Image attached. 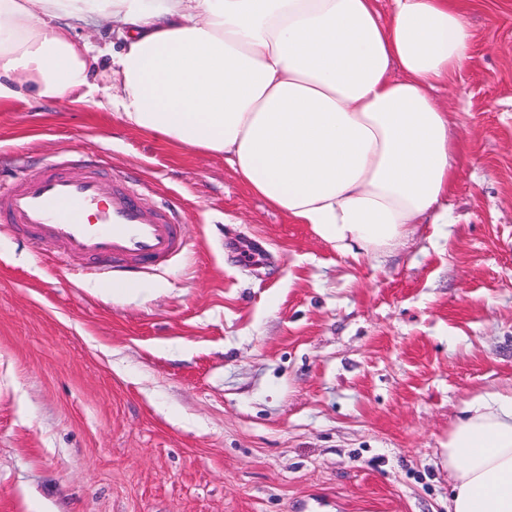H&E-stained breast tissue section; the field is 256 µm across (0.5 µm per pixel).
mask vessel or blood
Here are the masks:
<instances>
[{
  "instance_id": "b4317fda",
  "label": "vessel or blood",
  "mask_w": 512,
  "mask_h": 512,
  "mask_svg": "<svg viewBox=\"0 0 512 512\" xmlns=\"http://www.w3.org/2000/svg\"><path fill=\"white\" fill-rule=\"evenodd\" d=\"M106 179L94 163L46 168L0 188V223L93 260L149 265L183 250L180 225L127 186L105 189Z\"/></svg>"
}]
</instances>
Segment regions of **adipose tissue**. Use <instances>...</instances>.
<instances>
[{
  "instance_id": "ef3b65f1",
  "label": "adipose tissue",
  "mask_w": 512,
  "mask_h": 512,
  "mask_svg": "<svg viewBox=\"0 0 512 512\" xmlns=\"http://www.w3.org/2000/svg\"><path fill=\"white\" fill-rule=\"evenodd\" d=\"M118 43L102 90L129 127L223 156L257 196L337 250L396 248L448 221L452 107L472 58L465 0H0V109L99 91L77 32ZM448 512H512V394L464 402Z\"/></svg>"
}]
</instances>
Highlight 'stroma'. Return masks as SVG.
Masks as SVG:
<instances>
[{"instance_id": "1", "label": "stroma", "mask_w": 512, "mask_h": 512, "mask_svg": "<svg viewBox=\"0 0 512 512\" xmlns=\"http://www.w3.org/2000/svg\"><path fill=\"white\" fill-rule=\"evenodd\" d=\"M467 7L448 221L380 257L99 100L0 112V185L97 159L188 242L106 276L0 223V512H448L463 401L512 391V0Z\"/></svg>"}]
</instances>
